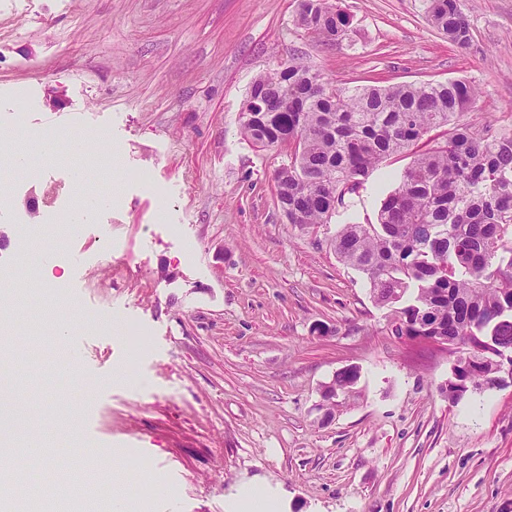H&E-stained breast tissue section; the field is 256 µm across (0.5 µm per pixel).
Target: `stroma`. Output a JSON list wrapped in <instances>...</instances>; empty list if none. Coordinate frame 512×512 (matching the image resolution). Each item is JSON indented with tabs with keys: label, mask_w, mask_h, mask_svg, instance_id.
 <instances>
[{
	"label": "stroma",
	"mask_w": 512,
	"mask_h": 512,
	"mask_svg": "<svg viewBox=\"0 0 512 512\" xmlns=\"http://www.w3.org/2000/svg\"><path fill=\"white\" fill-rule=\"evenodd\" d=\"M299 4L0 0V133L19 118L112 161L80 231L35 253L15 225L48 220L81 186L67 162L35 177L0 162V285L19 266L35 281L66 275L50 321L12 298L16 380L40 399L0 462L9 512H30L24 484L43 512L60 505L59 434L103 451L79 493L90 512H108L98 481L116 477L154 484L136 512H230L250 486L271 512H512V379L449 402L454 354L394 335L390 307L330 246L344 222H375L411 154L374 170L345 215L302 231L276 205L285 150L239 133L252 82L295 58L342 88L468 81L461 123L511 134L512 0H460L462 46L423 0H338L352 25L336 44L298 26ZM116 319L138 335L115 334ZM348 367L356 385L326 405ZM32 433L37 478L23 462Z\"/></svg>",
	"instance_id": "1"
}]
</instances>
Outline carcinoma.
<instances>
[{"instance_id": "cac0c4a2", "label": "carcinoma", "mask_w": 512, "mask_h": 512, "mask_svg": "<svg viewBox=\"0 0 512 512\" xmlns=\"http://www.w3.org/2000/svg\"><path fill=\"white\" fill-rule=\"evenodd\" d=\"M424 5L449 41H468L459 0ZM298 24L337 42L350 17L335 0H301ZM475 95L459 80L346 89L289 60L255 79L240 120L254 145L290 146L275 192L302 231L330 223L388 159L450 128L400 172L376 223L341 225L331 246L367 276L377 304H401L395 335L446 336L448 347H467L468 368L448 378L454 403L499 386L501 359L512 356V136L487 138L456 122ZM357 379L354 367L340 371L336 393H350Z\"/></svg>"}]
</instances>
